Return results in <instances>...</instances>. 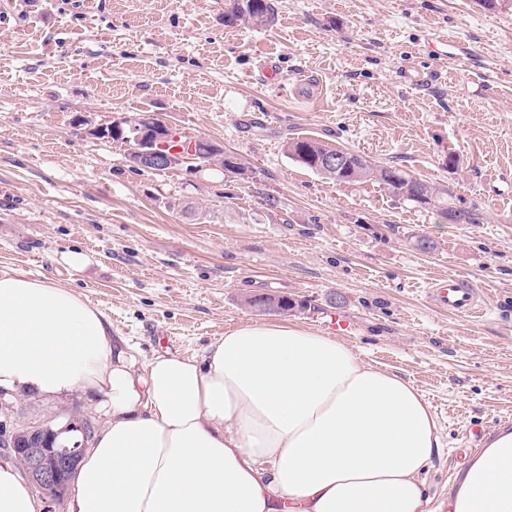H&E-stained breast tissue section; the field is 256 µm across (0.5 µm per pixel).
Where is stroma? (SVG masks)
<instances>
[{
    "mask_svg": "<svg viewBox=\"0 0 512 512\" xmlns=\"http://www.w3.org/2000/svg\"><path fill=\"white\" fill-rule=\"evenodd\" d=\"M273 4L258 29L225 25L224 0H0V271L72 289L140 365L269 322L255 296L301 302L289 321L325 335L347 320L343 342L429 402L443 446L426 479L445 498L465 458L512 423V10ZM444 33L452 45L432 48ZM138 112L220 144L247 174L140 171L127 145L74 123ZM293 138L450 189L478 221L443 222L374 180L327 179L288 158ZM72 250L84 267L65 263ZM450 274L478 287L482 312L426 300ZM0 399L10 426L105 422L81 390Z\"/></svg>",
    "mask_w": 512,
    "mask_h": 512,
    "instance_id": "obj_1",
    "label": "stroma"
}]
</instances>
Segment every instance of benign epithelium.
<instances>
[{
    "mask_svg": "<svg viewBox=\"0 0 512 512\" xmlns=\"http://www.w3.org/2000/svg\"><path fill=\"white\" fill-rule=\"evenodd\" d=\"M129 131L134 133L135 142L128 155L132 167L184 165L191 171L198 170L195 163L201 140L193 139L170 149L169 142L176 138V133L163 122L142 127L124 116L89 129V134L100 138L125 135ZM91 434L92 426L86 419L71 415L63 424H21L9 431L0 426V443L11 450L25 477L43 495L46 512H55L54 504L69 489Z\"/></svg>",
    "mask_w": 512,
    "mask_h": 512,
    "instance_id": "benign-epithelium-1",
    "label": "benign epithelium"
}]
</instances>
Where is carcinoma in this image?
<instances>
[{
  "instance_id": "1",
  "label": "carcinoma",
  "mask_w": 512,
  "mask_h": 512,
  "mask_svg": "<svg viewBox=\"0 0 512 512\" xmlns=\"http://www.w3.org/2000/svg\"><path fill=\"white\" fill-rule=\"evenodd\" d=\"M275 18V7L270 0H226L225 2L224 24L228 26L248 22L257 27H269L275 22ZM285 150L289 157L296 162L337 182L374 179L394 197L424 206L430 205L442 218L450 222L456 223L462 219L474 222L472 213L450 206L447 198L448 192L415 180L397 167L381 166L355 151L331 149L309 139H293L287 142ZM339 152L348 156L345 164L337 169L324 168V159ZM212 162L219 164L227 171L232 166L238 168L242 173L246 170V165L241 162L240 158L215 148L213 143H207L203 147V156L199 158V163L210 164ZM250 304L278 313L289 312L299 307L298 303L284 297L254 299L250 301Z\"/></svg>"
}]
</instances>
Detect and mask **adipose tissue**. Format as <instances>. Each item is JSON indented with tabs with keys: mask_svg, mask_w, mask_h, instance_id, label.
<instances>
[{
	"mask_svg": "<svg viewBox=\"0 0 512 512\" xmlns=\"http://www.w3.org/2000/svg\"><path fill=\"white\" fill-rule=\"evenodd\" d=\"M95 393L107 420L70 512H512V425L467 456L442 508L423 477L441 446L410 382L288 322L225 331L208 356L109 345L72 290L0 272V388ZM0 462V512H39Z\"/></svg>",
	"mask_w": 512,
	"mask_h": 512,
	"instance_id": "ef3b65f1",
	"label": "adipose tissue"
}]
</instances>
